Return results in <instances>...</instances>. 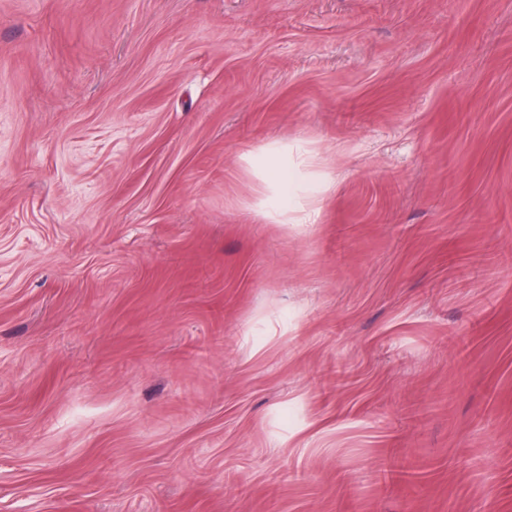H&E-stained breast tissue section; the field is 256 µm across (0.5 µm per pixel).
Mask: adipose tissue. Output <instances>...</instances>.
<instances>
[{"label":"adipose tissue","instance_id":"ef3b65f1","mask_svg":"<svg viewBox=\"0 0 512 512\" xmlns=\"http://www.w3.org/2000/svg\"><path fill=\"white\" fill-rule=\"evenodd\" d=\"M266 172L269 184L277 193L280 201L278 213H270L265 206L264 200H257L253 204L256 215L262 218L277 216L279 223L282 224H312L315 223L320 215L325 194H332L336 191L335 183H328L324 194L310 196L302 205L291 208L288 207V192L293 182L294 175L289 170L287 162L280 156L270 155L266 161Z\"/></svg>","mask_w":512,"mask_h":512}]
</instances>
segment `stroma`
I'll use <instances>...</instances> for the list:
<instances>
[{
    "mask_svg": "<svg viewBox=\"0 0 512 512\" xmlns=\"http://www.w3.org/2000/svg\"><path fill=\"white\" fill-rule=\"evenodd\" d=\"M0 512H512V0H0ZM266 172L269 185L274 188L280 201L278 211L279 224H313L320 215L324 196L336 193V181L329 182L321 194L310 196L302 205L296 208L288 207V192L294 175L288 169V162L278 155H270L266 161Z\"/></svg>",
    "mask_w": 512,
    "mask_h": 512,
    "instance_id": "obj_1",
    "label": "stroma"
}]
</instances>
